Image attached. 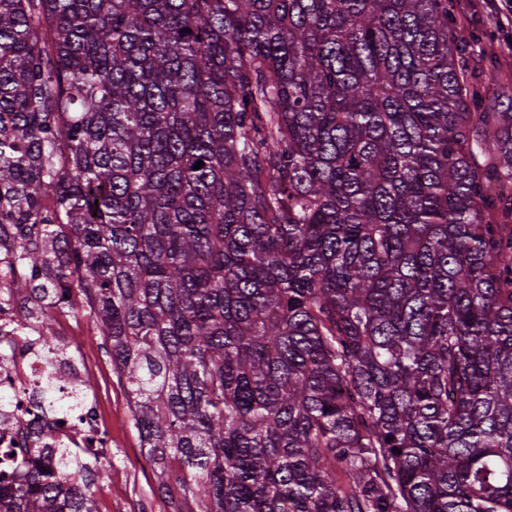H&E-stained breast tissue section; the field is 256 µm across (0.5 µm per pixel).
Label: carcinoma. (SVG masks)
Returning <instances> with one entry per match:
<instances>
[{"label":"carcinoma","mask_w":512,"mask_h":512,"mask_svg":"<svg viewBox=\"0 0 512 512\" xmlns=\"http://www.w3.org/2000/svg\"><path fill=\"white\" fill-rule=\"evenodd\" d=\"M467 46L448 0H0L8 292L52 375L82 295L174 512H512V112ZM109 466L19 448L0 512Z\"/></svg>","instance_id":"carcinoma-1"}]
</instances>
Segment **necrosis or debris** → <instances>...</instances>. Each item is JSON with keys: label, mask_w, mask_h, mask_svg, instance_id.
Returning a JSON list of instances; mask_svg holds the SVG:
<instances>
[{"label": "necrosis or debris", "mask_w": 512, "mask_h": 512, "mask_svg": "<svg viewBox=\"0 0 512 512\" xmlns=\"http://www.w3.org/2000/svg\"><path fill=\"white\" fill-rule=\"evenodd\" d=\"M21 314L15 305L0 301V346L13 354L0 363V391L8 394L7 416L0 420L1 448H39L47 434L69 439L85 448H101L105 435L93 409L82 407L56 428L54 418L41 412L40 392L47 379V366L38 350L36 329L20 334Z\"/></svg>", "instance_id": "obj_1"}]
</instances>
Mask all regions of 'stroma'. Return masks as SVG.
I'll list each match as a JSON object with an SVG mask.
<instances>
[{
    "instance_id": "obj_1",
    "label": "stroma",
    "mask_w": 512,
    "mask_h": 512,
    "mask_svg": "<svg viewBox=\"0 0 512 512\" xmlns=\"http://www.w3.org/2000/svg\"><path fill=\"white\" fill-rule=\"evenodd\" d=\"M453 24L470 33L468 47L473 82L485 79L488 61H496V84L487 88L488 100L498 110L512 107V62L504 63L503 51L512 42V27H496L485 14H463L459 8L449 11ZM56 336L63 342H79V368L90 384L87 401L97 407L108 446L103 453L112 466L97 480V512H171L167 499L157 490L159 470L140 452V441L127 407V391L112 370V350L100 334L93 318L83 309L58 315Z\"/></svg>"
}]
</instances>
